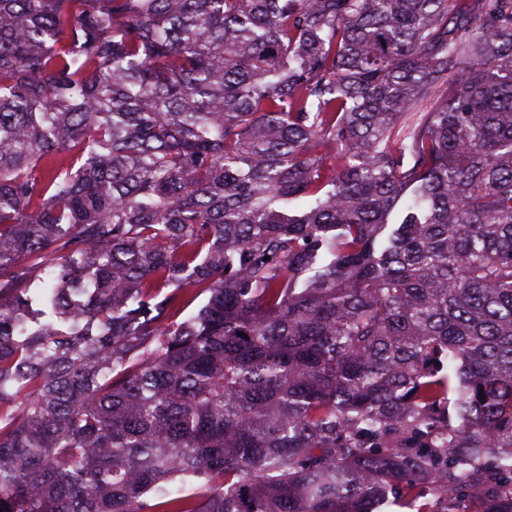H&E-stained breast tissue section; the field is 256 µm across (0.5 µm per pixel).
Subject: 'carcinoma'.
Masks as SVG:
<instances>
[{
  "mask_svg": "<svg viewBox=\"0 0 512 512\" xmlns=\"http://www.w3.org/2000/svg\"><path fill=\"white\" fill-rule=\"evenodd\" d=\"M430 483L512 512V0H0V512Z\"/></svg>",
  "mask_w": 512,
  "mask_h": 512,
  "instance_id": "carcinoma-1",
  "label": "carcinoma"
}]
</instances>
